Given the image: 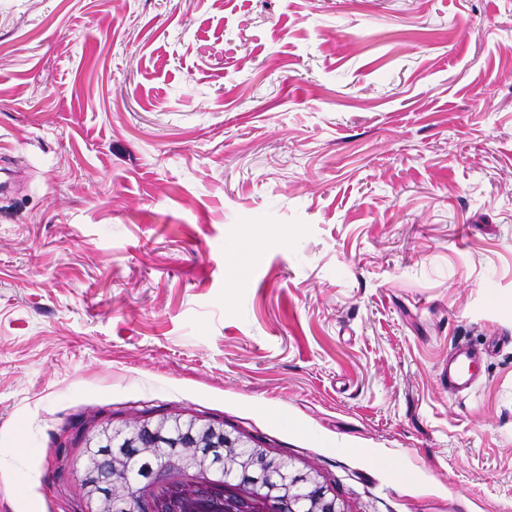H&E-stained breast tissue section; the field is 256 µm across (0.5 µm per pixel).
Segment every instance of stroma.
Instances as JSON below:
<instances>
[{"instance_id":"1","label":"stroma","mask_w":512,"mask_h":512,"mask_svg":"<svg viewBox=\"0 0 512 512\" xmlns=\"http://www.w3.org/2000/svg\"><path fill=\"white\" fill-rule=\"evenodd\" d=\"M174 414L512 512V0H0V512ZM476 359V354L467 344L457 345L448 355L444 378L449 394L460 395L472 389Z\"/></svg>"}]
</instances>
